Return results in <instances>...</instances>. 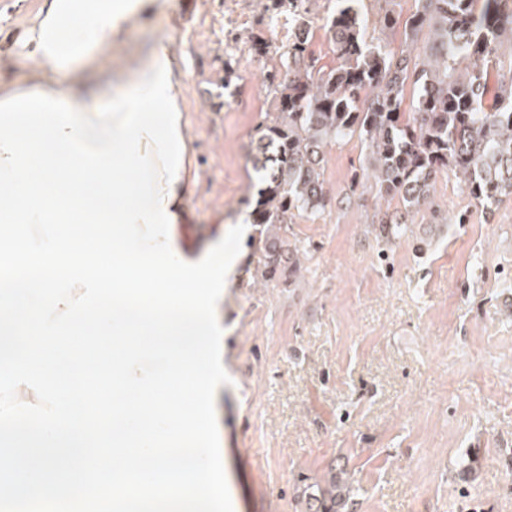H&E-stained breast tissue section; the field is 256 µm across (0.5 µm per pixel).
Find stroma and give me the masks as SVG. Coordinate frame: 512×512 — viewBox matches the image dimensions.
Segmentation results:
<instances>
[{"mask_svg":"<svg viewBox=\"0 0 512 512\" xmlns=\"http://www.w3.org/2000/svg\"><path fill=\"white\" fill-rule=\"evenodd\" d=\"M41 5L0 0V81L27 72L14 34ZM173 6L176 23L142 17L103 52L92 102L109 100L117 59L144 60L156 39H172L192 170L177 232L193 258L249 215L247 151L271 100L247 42L281 45L292 19L264 14L261 0ZM367 165L358 138L330 144L331 203L289 230L299 270L263 285L245 245L224 289L230 381L215 413L233 512H305L304 488L333 466L354 478L349 512H512V199L486 211L440 174L429 207L385 246L371 221L398 203L353 193Z\"/></svg>","mask_w":512,"mask_h":512,"instance_id":"obj_1","label":"stroma"}]
</instances>
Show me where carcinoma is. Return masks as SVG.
I'll use <instances>...</instances> for the list:
<instances>
[{"label": "carcinoma", "instance_id": "1", "mask_svg": "<svg viewBox=\"0 0 512 512\" xmlns=\"http://www.w3.org/2000/svg\"><path fill=\"white\" fill-rule=\"evenodd\" d=\"M272 2L288 9L294 27L276 48L252 38L270 63L273 104L248 156L259 178L251 224L265 282L299 267L288 224L326 210L325 148L333 141L358 136L369 170L357 185L400 202L374 228L386 245L406 235L408 213L426 204L443 172L487 210L512 198V0H415L398 50L368 34L359 0H326L332 67L309 50L314 0ZM409 88L417 97L407 112ZM349 491V479L333 472L305 495L306 512H342Z\"/></svg>", "mask_w": 512, "mask_h": 512}]
</instances>
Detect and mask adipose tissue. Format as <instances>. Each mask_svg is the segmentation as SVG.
Here are the masks:
<instances>
[{"mask_svg": "<svg viewBox=\"0 0 512 512\" xmlns=\"http://www.w3.org/2000/svg\"><path fill=\"white\" fill-rule=\"evenodd\" d=\"M169 0H44L32 26L22 39L34 58L28 73L16 81L0 83V102L34 91L61 98L76 106L88 87V65L107 45L120 44L130 25L147 14L168 11ZM167 60L174 98L182 96L179 64L172 41L157 39L144 62L125 64L118 72L114 93L139 86L157 61ZM68 84H61V75Z\"/></svg>", "mask_w": 512, "mask_h": 512, "instance_id": "1", "label": "adipose tissue"}]
</instances>
